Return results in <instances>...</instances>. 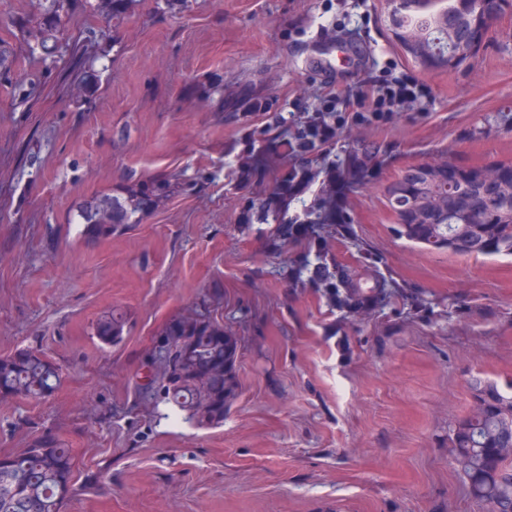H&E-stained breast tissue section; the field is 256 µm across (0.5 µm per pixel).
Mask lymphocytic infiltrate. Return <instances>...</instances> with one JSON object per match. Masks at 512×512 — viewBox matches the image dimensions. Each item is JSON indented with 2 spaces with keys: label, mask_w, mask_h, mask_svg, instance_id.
<instances>
[{
  "label": "lymphocytic infiltrate",
  "mask_w": 512,
  "mask_h": 512,
  "mask_svg": "<svg viewBox=\"0 0 512 512\" xmlns=\"http://www.w3.org/2000/svg\"><path fill=\"white\" fill-rule=\"evenodd\" d=\"M430 95L431 89L427 85L414 77L394 74L388 68L368 73L344 110H337L336 100L332 97L313 112L302 100H295L287 135L272 133L267 125L254 128L248 135V142L262 141L265 151L260 157L251 151L241 156L238 174L247 178L271 160L290 158L287 171L268 200L270 208L287 209L292 201L311 188L316 174L310 164L335 147L340 130L346 127L389 128L398 118L402 105Z\"/></svg>",
  "instance_id": "lymphocytic-infiltrate-1"
}]
</instances>
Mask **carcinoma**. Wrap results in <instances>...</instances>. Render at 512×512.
<instances>
[{"mask_svg": "<svg viewBox=\"0 0 512 512\" xmlns=\"http://www.w3.org/2000/svg\"><path fill=\"white\" fill-rule=\"evenodd\" d=\"M432 0H397L395 22L407 33L405 40L438 42L440 51L448 47L444 29L457 40L462 56L457 68L477 47L468 39L464 19L475 11L477 0H448L440 11L430 10ZM464 182L456 196H448L441 185L431 197L438 213L431 224H415L402 211L395 212L399 233L408 240L452 254L512 255V211L504 209L496 193L480 198L472 193L474 168L455 164ZM168 184L142 187L120 200L104 194L79 212L84 234L92 240H107L145 205L165 193ZM485 224L488 234L474 249L468 240H459L458 225ZM224 290L215 285L210 307L194 317L178 316L161 331L166 351L155 368V377L141 385L145 396L162 400L203 426L224 423V413L239 391L236 371L238 342L224 331L219 310ZM125 316L114 311L102 316L95 334L104 345L122 339ZM60 383L59 368L39 353L20 349L0 357V397H49ZM477 402L472 414L458 422L451 444L454 461L463 474L472 496L489 505L490 512H512V458L502 448L512 444V385L505 391L494 383L474 390ZM73 481L71 449L55 434L37 435L29 448L17 456L0 457V512H63Z\"/></svg>", "mask_w": 512, "mask_h": 512, "instance_id": "1", "label": "carcinoma"}]
</instances>
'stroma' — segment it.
Listing matches in <instances>:
<instances>
[{
  "label": "stroma",
  "instance_id": "35a3bbf8",
  "mask_svg": "<svg viewBox=\"0 0 512 512\" xmlns=\"http://www.w3.org/2000/svg\"><path fill=\"white\" fill-rule=\"evenodd\" d=\"M56 4L52 28L47 0H0V357L29 347L63 371L48 399H0V457L64 439V512H489L450 436L476 381L512 383V256L401 238L387 189L416 163L512 161V9L448 70L407 53L390 0ZM390 62L433 95L389 129L341 130L313 163L365 169L342 222L311 192L267 209L276 170L236 175L248 128ZM161 181L174 192L136 223L86 239L81 204ZM291 221L326 251L279 238ZM319 265L338 295L312 283ZM351 283L375 288L373 307L348 308ZM217 284L240 387L200 427L138 388L156 336ZM113 310L126 326L105 346L92 326Z\"/></svg>",
  "mask_w": 512,
  "mask_h": 512
}]
</instances>
